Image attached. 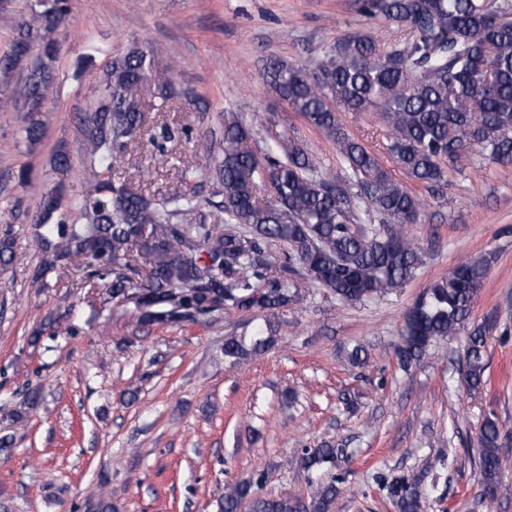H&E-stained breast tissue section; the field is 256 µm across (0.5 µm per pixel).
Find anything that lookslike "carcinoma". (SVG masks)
Returning <instances> with one entry per match:
<instances>
[{
    "label": "carcinoma",
    "instance_id": "carcinoma-1",
    "mask_svg": "<svg viewBox=\"0 0 512 512\" xmlns=\"http://www.w3.org/2000/svg\"><path fill=\"white\" fill-rule=\"evenodd\" d=\"M32 22L18 25L0 55V81L14 84L10 101L25 113L24 136L42 142L47 92L56 81V38L67 0H35ZM361 14L382 16L407 32L390 50L358 33L336 44L311 72L271 62L263 78L281 100L333 139L348 173L334 182L316 175L317 164L292 140H275L264 156L250 146L253 128L233 116L224 120L220 145L200 147L215 158L213 176L223 196L213 223L202 213L193 165L181 170L180 189L160 197L112 180V165L144 131L141 97L150 53L132 47L102 72L97 94L81 120L87 167L109 176L76 195L80 222L56 220L66 197L63 180L46 179L31 222L52 262L78 264L84 282L103 287L112 303L133 306L146 324L180 326L189 319L233 309L254 322L250 337L224 340V361L240 366L265 352L288 325V310L302 290L323 289L343 304L384 297L414 278L426 254L408 233L422 201L382 170L359 140L345 133L337 112L377 110L387 129L388 150L414 180L448 183L474 150L491 162L512 164V24L487 0H358ZM153 110L171 111L174 92L160 86ZM62 147L50 158L56 175L69 171ZM382 221L359 227L357 201ZM280 250L272 252L270 246ZM489 269L483 257L458 264L434 281L406 313L393 346L398 364L420 361L438 340L464 329ZM467 338L464 380L484 383L486 335ZM496 418L478 436L482 496L498 491L503 459ZM329 443L306 448L291 464L312 471L334 461ZM264 473L226 486L223 512H329L336 483L317 485L305 500L258 492ZM396 512H422L427 492L416 475L385 483Z\"/></svg>",
    "mask_w": 512,
    "mask_h": 512
}]
</instances>
